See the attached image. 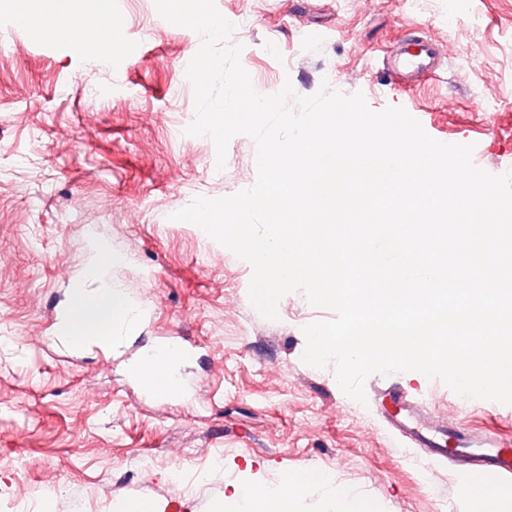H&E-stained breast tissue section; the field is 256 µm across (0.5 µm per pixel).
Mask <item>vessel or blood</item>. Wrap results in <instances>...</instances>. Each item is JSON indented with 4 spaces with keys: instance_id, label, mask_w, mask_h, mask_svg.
Instances as JSON below:
<instances>
[{
    "instance_id": "b4317fda",
    "label": "vessel or blood",
    "mask_w": 512,
    "mask_h": 512,
    "mask_svg": "<svg viewBox=\"0 0 512 512\" xmlns=\"http://www.w3.org/2000/svg\"><path fill=\"white\" fill-rule=\"evenodd\" d=\"M437 54L434 43L414 41L399 53L396 68L405 82H412L429 75ZM377 410L389 432L418 452L427 475L447 464L464 480L512 481V435H482L457 419H430L416 397L391 380L378 391Z\"/></svg>"
}]
</instances>
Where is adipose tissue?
<instances>
[{
	"instance_id": "adipose-tissue-1",
	"label": "adipose tissue",
	"mask_w": 512,
	"mask_h": 512,
	"mask_svg": "<svg viewBox=\"0 0 512 512\" xmlns=\"http://www.w3.org/2000/svg\"><path fill=\"white\" fill-rule=\"evenodd\" d=\"M0 14L27 24H38L40 33L48 36L64 33L75 40L90 29L94 35L86 42V50L100 55L112 51V37L107 31L113 22L110 0H96L94 7L82 18L75 17L71 0H0ZM110 261L107 252L98 253L91 267L95 288H75L69 306L59 317L61 333L77 328L75 348H103L112 344L117 292L107 276ZM175 364L171 350L161 349L137 362L133 373L155 393L168 395L172 392ZM321 484V476L303 472L275 485L258 480L247 486L234 485L223 500L213 506L212 512H296L299 502Z\"/></svg>"
}]
</instances>
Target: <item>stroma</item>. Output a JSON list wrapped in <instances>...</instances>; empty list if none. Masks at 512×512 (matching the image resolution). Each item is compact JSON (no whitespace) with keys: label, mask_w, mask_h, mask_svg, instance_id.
I'll use <instances>...</instances> for the list:
<instances>
[{"label":"stroma","mask_w":512,"mask_h":512,"mask_svg":"<svg viewBox=\"0 0 512 512\" xmlns=\"http://www.w3.org/2000/svg\"><path fill=\"white\" fill-rule=\"evenodd\" d=\"M255 91L291 83L362 93L404 108L438 141L512 172V0H215ZM119 24L101 60L0 15V503L38 490L75 512L101 483L96 512L139 495L166 512H210L229 484H270L307 469L378 512H466L448 472L426 479L383 430L373 403L339 387L334 364H306L304 326L334 318L302 292L277 319L249 300L250 263L174 212L257 180L256 143L238 134L218 161L186 134L195 94L186 67L202 38L154 0H111ZM411 35L440 45L432 76L399 88L389 52ZM140 308L123 344L77 350L55 338L70 291L89 285L96 246ZM186 339L180 396L144 391L146 349ZM399 380L436 415L512 431V404L454 393L416 371Z\"/></svg>","instance_id":"1"}]
</instances>
